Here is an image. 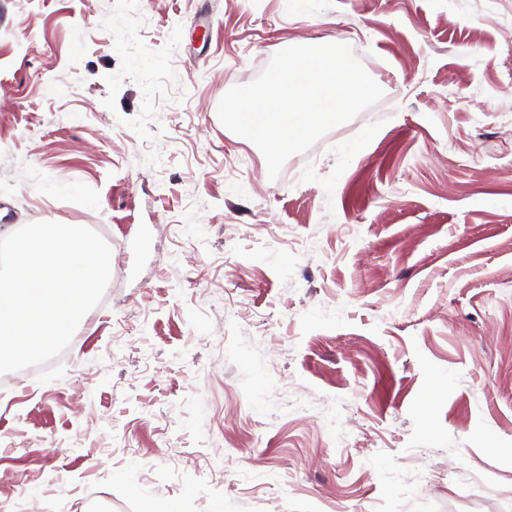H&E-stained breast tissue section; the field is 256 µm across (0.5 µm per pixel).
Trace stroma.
I'll return each instance as SVG.
<instances>
[{
	"mask_svg": "<svg viewBox=\"0 0 512 512\" xmlns=\"http://www.w3.org/2000/svg\"><path fill=\"white\" fill-rule=\"evenodd\" d=\"M324 43L386 102L270 180L218 104ZM37 221L112 299L0 394V512H512V0H0Z\"/></svg>",
	"mask_w": 512,
	"mask_h": 512,
	"instance_id": "1",
	"label": "stroma"
}]
</instances>
